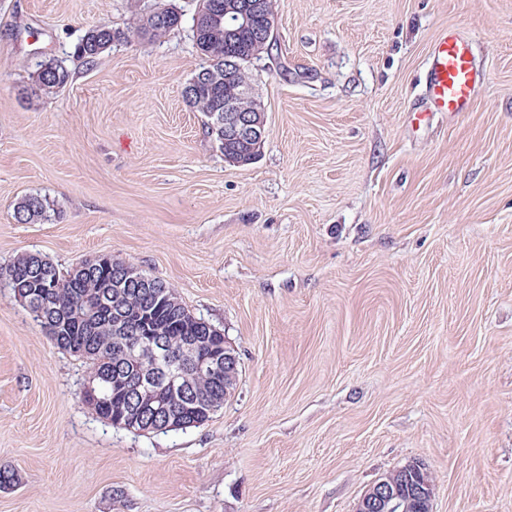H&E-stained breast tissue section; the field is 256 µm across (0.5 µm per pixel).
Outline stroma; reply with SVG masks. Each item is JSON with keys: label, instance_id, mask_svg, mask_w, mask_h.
Masks as SVG:
<instances>
[{"label": "stroma", "instance_id": "1", "mask_svg": "<svg viewBox=\"0 0 512 512\" xmlns=\"http://www.w3.org/2000/svg\"><path fill=\"white\" fill-rule=\"evenodd\" d=\"M168 2L181 28L88 61L157 0H0V269L131 263L222 330L237 385L196 428L112 426L0 277V512H354L415 463L433 512H512V0H273L246 165L182 94L198 0ZM456 27L486 81L415 123ZM49 59L73 78L47 94ZM29 194L50 220H15Z\"/></svg>", "mask_w": 512, "mask_h": 512}]
</instances>
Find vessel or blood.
I'll return each instance as SVG.
<instances>
[{"label": "vessel or blood", "mask_w": 512, "mask_h": 512, "mask_svg": "<svg viewBox=\"0 0 512 512\" xmlns=\"http://www.w3.org/2000/svg\"><path fill=\"white\" fill-rule=\"evenodd\" d=\"M483 78L474 62L472 38L454 29L444 32L434 42L427 62L429 110L451 116L468 111Z\"/></svg>", "instance_id": "obj_1"}]
</instances>
